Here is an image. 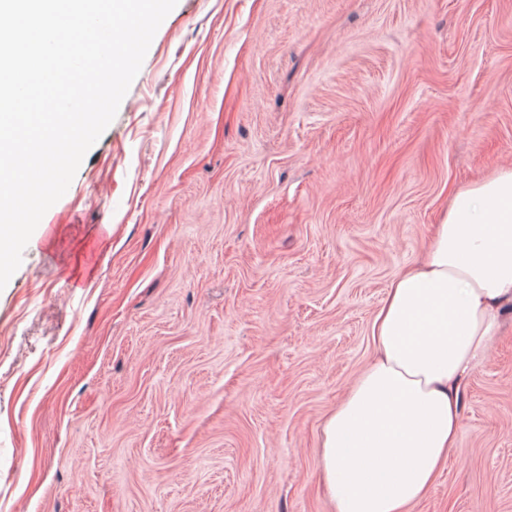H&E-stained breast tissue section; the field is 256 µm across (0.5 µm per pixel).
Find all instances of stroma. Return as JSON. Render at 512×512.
Listing matches in <instances>:
<instances>
[{
    "label": "stroma",
    "instance_id": "35a3bbf8",
    "mask_svg": "<svg viewBox=\"0 0 512 512\" xmlns=\"http://www.w3.org/2000/svg\"><path fill=\"white\" fill-rule=\"evenodd\" d=\"M512 0H178L0 290V512H332L328 412L451 192ZM412 512H512V305Z\"/></svg>",
    "mask_w": 512,
    "mask_h": 512
}]
</instances>
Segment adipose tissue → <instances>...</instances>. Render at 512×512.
<instances>
[{
  "mask_svg": "<svg viewBox=\"0 0 512 512\" xmlns=\"http://www.w3.org/2000/svg\"><path fill=\"white\" fill-rule=\"evenodd\" d=\"M512 304V168L459 188L425 257L391 284L372 361L326 418L321 466L335 512H410L461 427V383Z\"/></svg>",
  "mask_w": 512,
  "mask_h": 512,
  "instance_id": "adipose-tissue-1",
  "label": "adipose tissue"
}]
</instances>
